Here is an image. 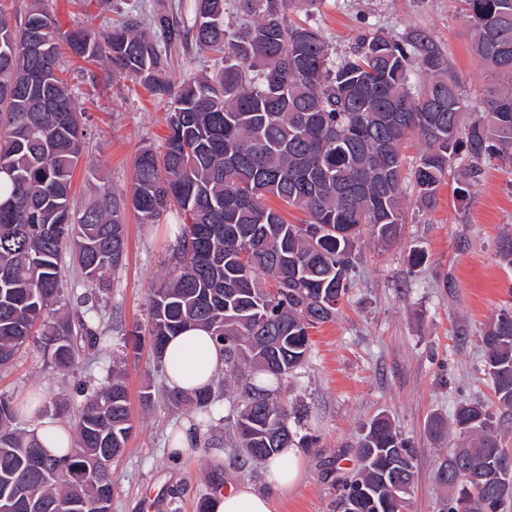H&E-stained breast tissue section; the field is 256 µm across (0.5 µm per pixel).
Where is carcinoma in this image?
Instances as JSON below:
<instances>
[{"label":"carcinoma","instance_id":"1","mask_svg":"<svg viewBox=\"0 0 512 512\" xmlns=\"http://www.w3.org/2000/svg\"><path fill=\"white\" fill-rule=\"evenodd\" d=\"M250 21L225 20L226 0H194L191 17L155 12L143 26L130 8L111 30L74 29L60 36L35 9L16 23L0 6V367L8 366L43 326V350L59 372L79 348L100 351L99 294L125 255V213L144 224L177 210L176 267L150 292L147 329L133 348L148 346L162 362L165 342L199 326L224 345V371L245 370L233 426L240 453L265 462L284 447L313 448L318 436L293 432L288 407L255 380L282 384L307 360L309 329L336 319L354 286L360 242L390 247L401 234L402 183L421 204H435L456 161H468L455 199L476 193L481 165H512V0H463L479 64L506 78L479 106L470 102L441 55L423 39L397 41L378 29L334 58L319 30L290 23L293 0H239ZM39 23L44 53L13 44L12 34ZM102 61L167 101L162 149L135 158L127 194H106L78 208L71 182L88 127L78 110L69 67L60 53ZM193 39L215 56L210 75L166 78L163 50ZM422 151L406 168L403 141ZM270 197L310 216L290 224ZM91 287L76 312L57 309L63 296V251ZM512 267V233L497 244ZM496 409L464 402L453 420L433 415L436 440L454 432L459 445L439 462L448 486L443 512H507L512 486L500 467L512 464L496 412H512V311L501 310L479 336ZM74 447L64 458L13 427L19 410L0 396V512H111L112 463L133 432L128 395L114 377L78 386ZM210 389L174 392L169 402L209 414ZM357 475L338 482L351 512H409L414 455L386 415L363 425L355 444ZM40 457L43 469L31 465Z\"/></svg>","mask_w":512,"mask_h":512}]
</instances>
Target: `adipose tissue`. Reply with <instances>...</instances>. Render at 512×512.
<instances>
[{"instance_id":"adipose-tissue-1","label":"adipose tissue","mask_w":512,"mask_h":512,"mask_svg":"<svg viewBox=\"0 0 512 512\" xmlns=\"http://www.w3.org/2000/svg\"><path fill=\"white\" fill-rule=\"evenodd\" d=\"M224 367V350L201 327H190L168 339L165 346L166 384L170 389L192 393L210 386ZM29 433L55 456L72 447V432L57 420L30 411ZM301 459L297 449L283 448L266 466L272 491L284 492L299 479ZM271 491V493H272ZM271 493H263L249 482H238L217 490L209 498V512H275Z\"/></svg>"}]
</instances>
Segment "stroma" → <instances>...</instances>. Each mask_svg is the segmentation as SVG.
Listing matches in <instances>:
<instances>
[{"label": "stroma", "mask_w": 512, "mask_h": 512, "mask_svg": "<svg viewBox=\"0 0 512 512\" xmlns=\"http://www.w3.org/2000/svg\"><path fill=\"white\" fill-rule=\"evenodd\" d=\"M133 3L146 15L191 13V0H112L108 11L97 0H0L7 13L20 17L40 5L64 32L84 25L106 29ZM286 15L318 28L337 57L372 29L399 41L424 36L473 102L499 81L471 53L461 0H324L316 10L294 0ZM167 58L175 84L212 67L210 54L191 41ZM84 76L94 94L78 99L92 128L73 177L80 206L105 193L128 192L137 153L161 145L167 133L166 104L147 88L99 63L88 64ZM455 185V175H448L431 208L417 203L411 186H404L401 240L385 249L364 242L354 286L336 320L311 329L309 357L284 381L281 397L296 415L293 430L318 435L319 441L301 449L302 477L275 494L276 512H336V480L359 470L354 445L362 425L379 414L390 417L414 452L411 512H442L448 491L435 471L448 446L430 439L425 423L434 414L451 418L465 400L492 402L478 337L500 310L512 307V268L500 262L496 249L498 236L512 231V166L486 167L468 204L456 201ZM179 221L170 212L158 223L144 224L127 212L126 255L101 303L106 352L79 353L71 370L60 373L33 338L0 369L1 396L20 401L40 392L47 416L67 427L74 423L76 381L97 384L113 369L121 370L134 432L113 468L112 512H197L201 499L237 482L268 488L264 464L241 461L226 417L240 392L235 377L224 378L226 393L217 401L222 414L201 428L199 452L176 461L166 451L167 427L196 425L197 412L168 403L162 372L147 351H134L129 333L146 324L151 289L174 269L175 242L168 228ZM416 247L427 259L414 267L409 251ZM147 391L148 406L142 401ZM214 447L224 451L219 471L210 458Z\"/></svg>", "instance_id": "35a3bbf8"}]
</instances>
